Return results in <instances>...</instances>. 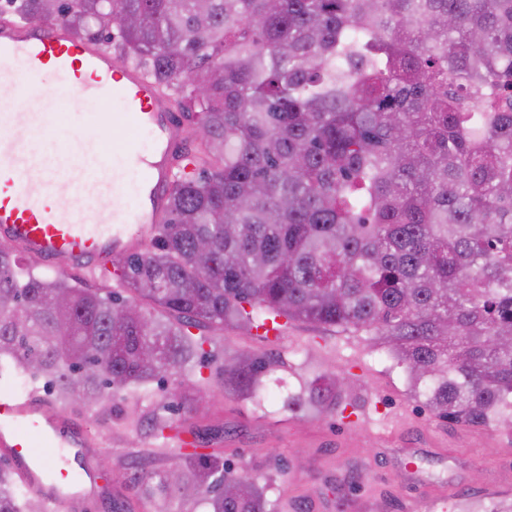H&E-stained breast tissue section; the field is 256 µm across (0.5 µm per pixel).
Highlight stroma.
I'll return each mask as SVG.
<instances>
[{"label":"stroma","mask_w":512,"mask_h":512,"mask_svg":"<svg viewBox=\"0 0 512 512\" xmlns=\"http://www.w3.org/2000/svg\"><path fill=\"white\" fill-rule=\"evenodd\" d=\"M205 350L218 360L244 352L269 362L279 380L262 406L224 394L210 368L196 366L209 394L204 411L166 397L173 376L152 383L150 397L121 392L113 413L101 416L57 401L50 386L25 374L0 380V393L38 399L65 422L84 426L82 462L95 476L93 492L76 496L70 512H112L125 498L137 508L131 478L154 467L141 449L159 445L224 455L233 474L271 486L277 512H501L512 507V426L472 427L439 419L411 392L401 367L364 333L292 322L281 336L263 329L211 334ZM323 373L349 379L348 407L316 415L282 406L300 381ZM173 423L159 442L151 416Z\"/></svg>","instance_id":"obj_1"}]
</instances>
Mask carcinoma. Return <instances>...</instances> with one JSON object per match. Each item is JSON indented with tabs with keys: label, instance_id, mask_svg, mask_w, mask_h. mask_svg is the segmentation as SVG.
Here are the masks:
<instances>
[{
	"label": "carcinoma",
	"instance_id": "obj_1",
	"mask_svg": "<svg viewBox=\"0 0 512 512\" xmlns=\"http://www.w3.org/2000/svg\"><path fill=\"white\" fill-rule=\"evenodd\" d=\"M6 3L22 23L117 31L123 62L198 107L202 142L120 289L36 274L0 244V377L106 412L171 373L194 407L206 340L190 329L279 317L366 332L443 420L512 424V0ZM266 370L239 353L215 379L259 405ZM343 395L323 374L285 405ZM146 452L175 462L139 477L145 506L275 512L220 452ZM29 493L0 463V512H60Z\"/></svg>",
	"mask_w": 512,
	"mask_h": 512
}]
</instances>
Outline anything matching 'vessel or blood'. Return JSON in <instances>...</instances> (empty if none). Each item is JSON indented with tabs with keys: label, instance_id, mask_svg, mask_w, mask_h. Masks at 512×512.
I'll return each mask as SVG.
<instances>
[{
	"label": "vessel or blood",
	"instance_id": "obj_1",
	"mask_svg": "<svg viewBox=\"0 0 512 512\" xmlns=\"http://www.w3.org/2000/svg\"><path fill=\"white\" fill-rule=\"evenodd\" d=\"M24 71L27 81L15 78ZM80 97L96 112L72 133L74 154L50 149L54 106ZM123 106L124 126L136 130L112 153L100 141L112 128L105 108ZM188 155L172 129V105L135 68H116L98 43L61 26L0 25V239L21 245L50 267L103 268L106 256L153 238L171 191L173 170ZM70 196L74 207L50 201ZM133 206H122L126 196ZM108 198V207L91 200ZM81 438L62 433L49 411L31 400L0 395V447L14 458L21 478L41 487L43 449L61 461Z\"/></svg>",
	"mask_w": 512,
	"mask_h": 512
}]
</instances>
